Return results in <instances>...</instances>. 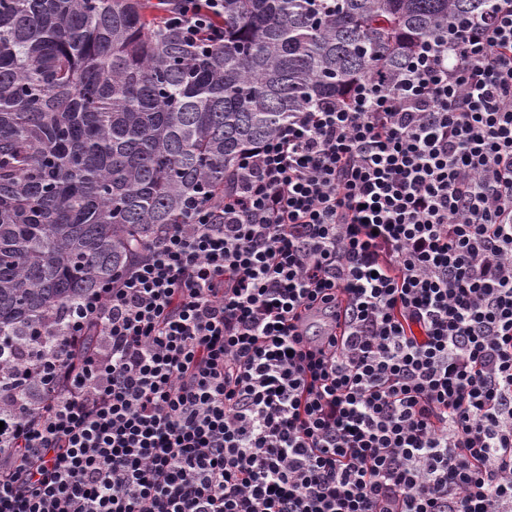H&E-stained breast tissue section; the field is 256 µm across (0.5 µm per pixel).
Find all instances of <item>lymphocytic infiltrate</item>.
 Wrapping results in <instances>:
<instances>
[{"mask_svg": "<svg viewBox=\"0 0 512 512\" xmlns=\"http://www.w3.org/2000/svg\"><path fill=\"white\" fill-rule=\"evenodd\" d=\"M186 208L9 363L0 512H512V0Z\"/></svg>", "mask_w": 512, "mask_h": 512, "instance_id": "f902f5d3", "label": "lymphocytic infiltrate"}]
</instances>
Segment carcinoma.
Masks as SVG:
<instances>
[{"instance_id":"carcinoma-1","label":"carcinoma","mask_w":512,"mask_h":512,"mask_svg":"<svg viewBox=\"0 0 512 512\" xmlns=\"http://www.w3.org/2000/svg\"><path fill=\"white\" fill-rule=\"evenodd\" d=\"M490 0H224L196 50L152 0H0V359L188 224L288 115L388 82Z\"/></svg>"}]
</instances>
